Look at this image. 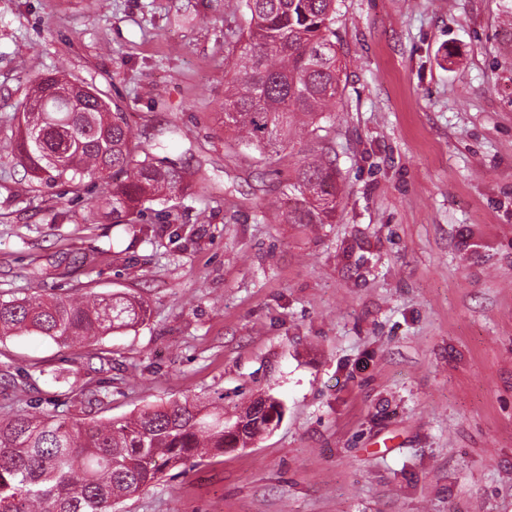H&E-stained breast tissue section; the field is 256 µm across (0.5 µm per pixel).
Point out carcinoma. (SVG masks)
<instances>
[{"label":"carcinoma","instance_id":"obj_1","mask_svg":"<svg viewBox=\"0 0 512 512\" xmlns=\"http://www.w3.org/2000/svg\"><path fill=\"white\" fill-rule=\"evenodd\" d=\"M246 24L224 88V126L268 158L319 140L342 94L336 0H241ZM71 81L48 73L32 87L34 108L14 115L11 154L40 181H112L108 214L134 224L147 202L185 188L183 172L150 157L120 108L98 93L69 101ZM341 188L329 148L301 156L284 185L289 224H332ZM132 294L0 299V337L35 333L66 347H89L143 323ZM272 399L244 430L224 422V395L207 402L147 406L118 421L84 422L55 413L0 419V512H115L165 470L224 449L247 448L282 420Z\"/></svg>","mask_w":512,"mask_h":512}]
</instances>
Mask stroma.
<instances>
[{
  "label": "stroma",
  "instance_id": "1",
  "mask_svg": "<svg viewBox=\"0 0 512 512\" xmlns=\"http://www.w3.org/2000/svg\"><path fill=\"white\" fill-rule=\"evenodd\" d=\"M506 0H336L345 90L331 224H289L291 158L224 130L235 0H0V139L51 70L182 168L115 224L102 182L0 154V298L126 292L149 318L102 361L0 338V418L118 420L223 396L280 400L251 447L120 512H512V27ZM101 392L104 404L91 402Z\"/></svg>",
  "mask_w": 512,
  "mask_h": 512
}]
</instances>
